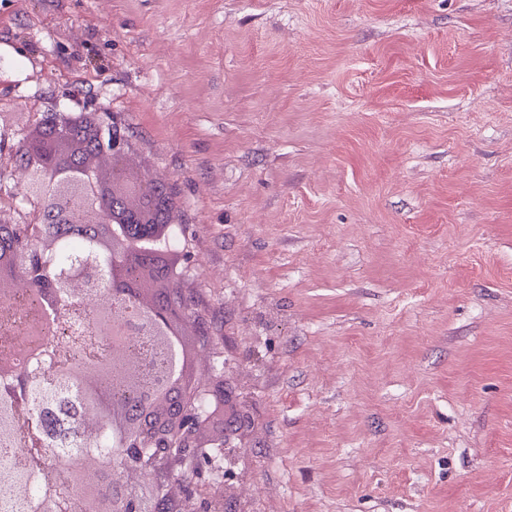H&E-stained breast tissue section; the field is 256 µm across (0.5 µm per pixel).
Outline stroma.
<instances>
[{
    "label": "stroma",
    "mask_w": 512,
    "mask_h": 512,
    "mask_svg": "<svg viewBox=\"0 0 512 512\" xmlns=\"http://www.w3.org/2000/svg\"><path fill=\"white\" fill-rule=\"evenodd\" d=\"M81 110L224 359L170 512H512V0H0V154Z\"/></svg>",
    "instance_id": "1"
}]
</instances>
